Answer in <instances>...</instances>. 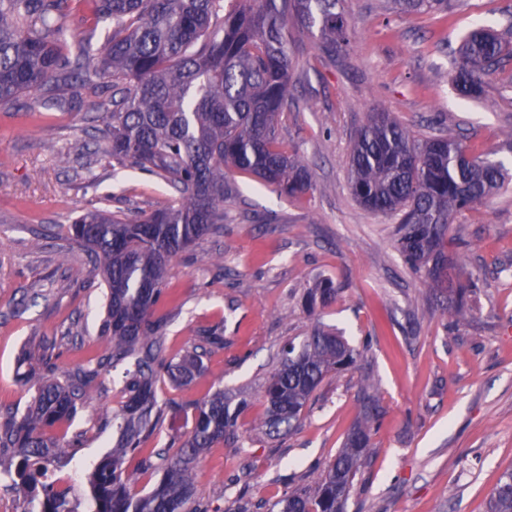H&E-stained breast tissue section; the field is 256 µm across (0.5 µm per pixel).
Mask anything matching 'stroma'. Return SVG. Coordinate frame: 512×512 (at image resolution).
I'll list each match as a JSON object with an SVG mask.
<instances>
[{
  "instance_id": "stroma-1",
  "label": "stroma",
  "mask_w": 512,
  "mask_h": 512,
  "mask_svg": "<svg viewBox=\"0 0 512 512\" xmlns=\"http://www.w3.org/2000/svg\"><path fill=\"white\" fill-rule=\"evenodd\" d=\"M350 43L323 55L305 30L291 28L292 101L278 134L308 166L312 191L273 192L232 171L238 193L224 202L219 235L175 258L158 313L167 320L166 354L193 351L199 336L223 326L224 345L203 358L205 374L179 387L161 379L172 405L149 445L183 435L186 403L216 390L252 406L237 441L207 449L196 495L215 512H258L291 487L316 485L360 414L370 379L381 416L368 465L347 512H486L492 489L512 469V61L486 79L478 102L461 99L448 73L463 37L482 24L512 41V0H454L448 13L396 12L391 0H343ZM111 90H79L74 109L0 112V419L25 410L46 343L58 374L97 365L106 288L67 228L83 210L145 213L169 205L156 176L98 160L103 107ZM382 109L420 137L463 141L501 162L508 177L482 204L448 227L455 284L474 281L463 320L448 325L433 290L397 249L395 217L364 209L350 188L354 136ZM336 298L310 305L317 281ZM364 348L355 366L319 386L294 434L273 438L258 422L267 379L289 340L316 323ZM124 366L108 368L60 442L90 435L60 477L86 482L89 463L112 450L104 419L122 399Z\"/></svg>"
}]
</instances>
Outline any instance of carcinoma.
<instances>
[{
    "label": "carcinoma",
    "instance_id": "1",
    "mask_svg": "<svg viewBox=\"0 0 512 512\" xmlns=\"http://www.w3.org/2000/svg\"><path fill=\"white\" fill-rule=\"evenodd\" d=\"M72 2L0 0V108L19 112L25 96L61 107L64 89L96 92L109 79L120 98L112 100L101 158L155 174L175 199L146 216L95 207L69 225V240L89 252L107 288L101 334L109 337L110 350L95 367L67 371L63 382L54 377L52 356H45L32 404L0 425V453L20 459L0 478L27 490L25 512H77L67 489L40 477L46 463L74 455L86 433L60 445L44 429L75 416L102 370L124 363L123 400L112 411L117 440L111 453L88 467L87 512H219L196 497L193 470L206 449L237 437L250 401L233 403L217 390L187 405L192 423L176 453L146 451L167 410L157 398L159 380L190 385L203 374L202 354L224 345V336L212 330L196 351L168 359L164 319L155 312L170 262L220 231L224 199L234 192L226 170L251 173L295 198L312 191L307 167L275 130L290 100L288 25L315 35L322 53L334 57L349 44L342 0H80L94 25L112 24L111 38L96 55L87 46L72 47ZM394 2L402 13H445L449 6V0ZM509 59L512 44L476 26L462 39L450 70L456 92L480 97L485 78ZM504 178L502 165L462 142L420 139L383 110L372 113L352 144L355 198L368 210L398 218L399 251L423 272L454 323L463 315L467 289L448 287V225ZM335 297L336 288L325 280L311 289L309 301L326 305ZM361 355L341 333L322 326L285 344L262 395L266 433L290 435L324 378L354 366ZM371 388L368 381L362 385L360 420L324 467L322 481L288 491L269 512H346L369 457L377 416ZM135 455L144 469L162 471L144 495L131 491L124 469ZM487 512H512V470L491 491Z\"/></svg>",
    "mask_w": 512,
    "mask_h": 512
}]
</instances>
